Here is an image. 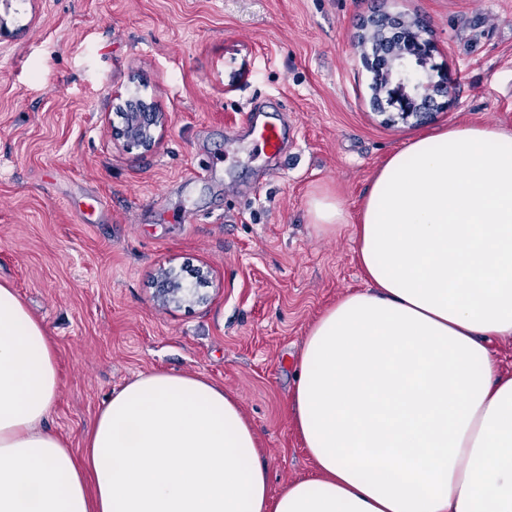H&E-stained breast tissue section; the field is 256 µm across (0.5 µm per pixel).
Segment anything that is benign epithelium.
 Returning <instances> with one entry per match:
<instances>
[{
    "instance_id": "7a95c632",
    "label": "benign epithelium",
    "mask_w": 512,
    "mask_h": 512,
    "mask_svg": "<svg viewBox=\"0 0 512 512\" xmlns=\"http://www.w3.org/2000/svg\"><path fill=\"white\" fill-rule=\"evenodd\" d=\"M364 30L367 36L376 37L381 43L377 59L366 58L367 69L372 73L370 87L373 96L387 95L388 105L396 110V116L408 121L420 119L433 110L436 97H448L451 89L445 73L438 76L419 70L423 58L431 56L432 43L414 34V20L401 15L384 14L381 20L370 17ZM123 125L117 135L132 148L145 151L152 149L160 136L165 118L155 110L154 104L141 98H128L120 106ZM183 285L167 272L158 281L157 299L161 304L176 302L181 298Z\"/></svg>"
}]
</instances>
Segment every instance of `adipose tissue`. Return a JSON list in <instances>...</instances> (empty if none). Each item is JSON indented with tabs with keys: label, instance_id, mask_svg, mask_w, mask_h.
<instances>
[{
	"label": "adipose tissue",
	"instance_id": "1",
	"mask_svg": "<svg viewBox=\"0 0 512 512\" xmlns=\"http://www.w3.org/2000/svg\"><path fill=\"white\" fill-rule=\"evenodd\" d=\"M310 214L350 224L326 196ZM353 227L368 287L312 324L291 393L315 472L275 495L238 398L200 373L112 391L74 452L45 426L54 347L0 284V512H512V373L490 352L512 338V132L417 136Z\"/></svg>",
	"mask_w": 512,
	"mask_h": 512
}]
</instances>
